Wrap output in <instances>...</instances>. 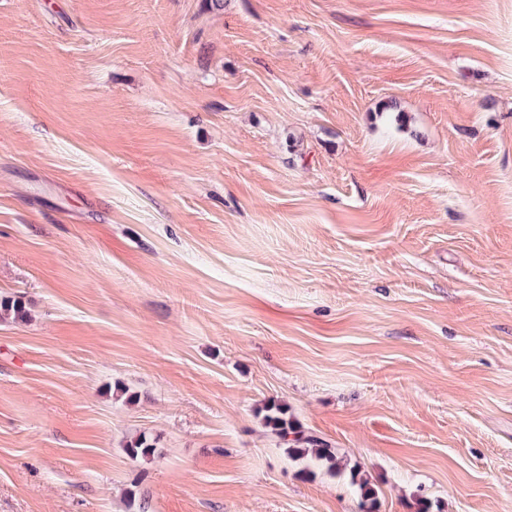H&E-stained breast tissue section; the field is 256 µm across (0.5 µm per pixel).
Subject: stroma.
I'll return each mask as SVG.
<instances>
[{
    "mask_svg": "<svg viewBox=\"0 0 512 512\" xmlns=\"http://www.w3.org/2000/svg\"><path fill=\"white\" fill-rule=\"evenodd\" d=\"M18 296L0 512H512V0H0ZM265 426L285 444L288 455L295 461H301L306 464L324 466L331 475L342 474L346 470V465L339 457L335 448H330L328 444L315 436H296L288 440V435L298 434V426L287 417V411L275 401H271L265 406L264 415ZM291 441V442H289ZM349 475L351 485L360 498L361 512H376L378 491L375 484L358 467H351Z\"/></svg>",
    "mask_w": 512,
    "mask_h": 512,
    "instance_id": "35a3bbf8",
    "label": "stroma"
}]
</instances>
